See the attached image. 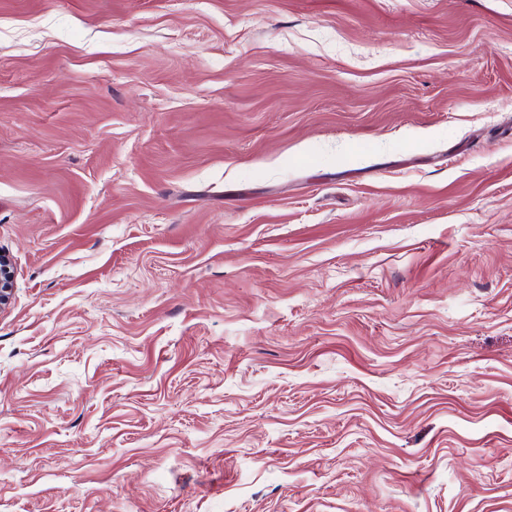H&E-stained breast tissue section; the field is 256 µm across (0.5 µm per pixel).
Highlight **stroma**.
Here are the masks:
<instances>
[{
  "label": "stroma",
  "mask_w": 512,
  "mask_h": 512,
  "mask_svg": "<svg viewBox=\"0 0 512 512\" xmlns=\"http://www.w3.org/2000/svg\"><path fill=\"white\" fill-rule=\"evenodd\" d=\"M0 512H512V0H0Z\"/></svg>",
  "instance_id": "35a3bbf8"
}]
</instances>
